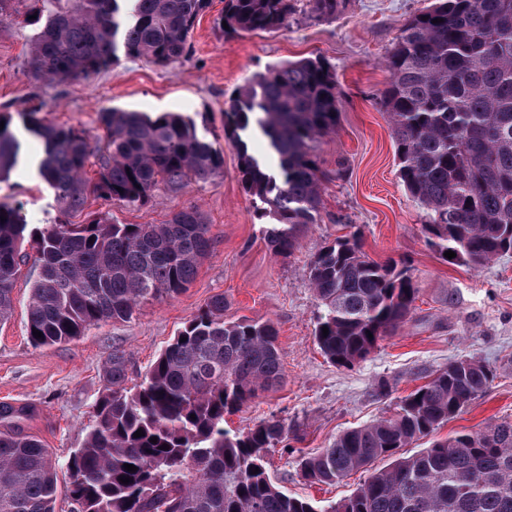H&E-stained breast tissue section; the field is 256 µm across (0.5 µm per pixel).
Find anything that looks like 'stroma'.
Here are the masks:
<instances>
[{"label": "stroma", "instance_id": "stroma-1", "mask_svg": "<svg viewBox=\"0 0 512 512\" xmlns=\"http://www.w3.org/2000/svg\"><path fill=\"white\" fill-rule=\"evenodd\" d=\"M433 0H348L332 20L314 18L308 0L279 31L225 40L214 20L224 6L213 0L192 33V51L166 66L121 58L111 69L63 83L33 80L27 52L37 31L26 23L35 0H12L0 20V113L40 108L42 116L104 132L99 112L118 108L151 116L176 112L194 120L222 145L224 168L205 182L160 189L141 206L89 200V213L118 224H161L195 207L210 226V254L179 295L141 304L129 321L89 327L77 339L34 347L27 335L29 296L38 271L22 243L11 316L0 322V403L25 407L17 427L38 437L51 456L65 460L81 447L93 408L105 387L104 366L124 353L128 384H136L159 353L213 296H223L224 319L272 322L284 379L247 408L226 418L244 430L276 416L288 424L290 451H275L269 473L284 492L313 500L323 512L365 478L313 485L298 459L325 448L336 435L394 414L399 401L449 362L474 358L494 373L489 390L436 432L443 439L512 420V254L480 267L443 262L426 243L425 214L400 182L392 129L379 95L388 81L385 60L403 25ZM325 58L340 91L338 125L315 150L325 179L316 223L303 227L293 254L273 256L251 197L240 183L235 150L224 143V101L238 86L275 64ZM0 204L21 207L29 226L53 223L52 189L27 165L0 180ZM358 228L377 261L407 260L419 288L415 310L366 359L351 367L328 362L314 341L321 308L309 281V263L325 243Z\"/></svg>", "mask_w": 512, "mask_h": 512}]
</instances>
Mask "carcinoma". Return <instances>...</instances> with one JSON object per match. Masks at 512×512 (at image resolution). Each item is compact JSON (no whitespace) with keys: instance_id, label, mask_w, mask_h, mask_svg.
<instances>
[{"instance_id":"obj_1","label":"carcinoma","mask_w":512,"mask_h":512,"mask_svg":"<svg viewBox=\"0 0 512 512\" xmlns=\"http://www.w3.org/2000/svg\"><path fill=\"white\" fill-rule=\"evenodd\" d=\"M39 25L28 68L36 81L87 78L120 56L168 64L191 50V34L211 0H36ZM297 0H224L214 23L227 38L276 32ZM346 0H310L331 19ZM441 22L436 23L434 19ZM380 105L392 129L398 173L425 213L427 243L447 263L481 267L512 253V0H435L404 24L386 59ZM339 90L330 63L276 64L225 101L224 140L238 156L243 189L268 218L269 249L292 254L301 225L316 223L322 173L319 140L336 130ZM43 146L39 176L60 207L55 223L27 231L17 207L0 205V321L12 310L20 245L29 238L38 277L28 305V338L42 347L69 342L101 322L128 321L144 302L180 293L211 247L210 226L195 207L164 224H114L72 218L89 198L143 205L160 186L220 174L224 152L180 114L155 117L119 109L100 113L106 146L87 130L17 115ZM0 113V180L23 156ZM257 130L276 156L269 169L250 152ZM97 170L88 176L91 156ZM456 253L449 259L447 251ZM322 307L315 340L331 363L351 367L415 309L419 288L405 262L368 256L357 233L322 246L309 263ZM328 335H323V328ZM43 333L37 338L33 330ZM283 377L278 332L270 322L224 321L217 295L161 351L143 380L125 387L127 360L105 367V392L81 448L60 463L40 440L0 430V512H55L57 470H65L70 512H317L269 475L268 455L288 450V424L271 417L243 431L224 428ZM493 381L473 358L459 359L401 399L397 412L348 429L299 460L312 484L367 479L326 512H512V421L435 440L420 453L401 449L457 417ZM143 430L136 438L134 433ZM157 442H150V438ZM169 449H162V445ZM392 458L376 470L379 459ZM137 467L134 472L125 465ZM129 478L124 484L120 478Z\"/></svg>"}]
</instances>
